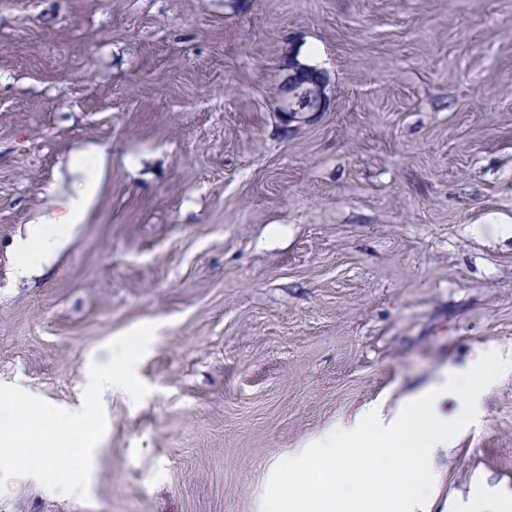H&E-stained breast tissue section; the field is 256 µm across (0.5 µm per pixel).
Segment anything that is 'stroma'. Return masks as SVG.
Here are the masks:
<instances>
[{
	"instance_id": "stroma-1",
	"label": "stroma",
	"mask_w": 512,
	"mask_h": 512,
	"mask_svg": "<svg viewBox=\"0 0 512 512\" xmlns=\"http://www.w3.org/2000/svg\"><path fill=\"white\" fill-rule=\"evenodd\" d=\"M292 48L331 81L304 124ZM143 325L86 496L23 476L0 512H262L317 434L512 349V0H0V385L78 411ZM433 477V512L512 496V372ZM93 193V185L86 182L80 192L59 202L60 210L49 217H41L33 223L29 237L19 249L21 261L18 268L25 272L41 262L59 245L72 224H78L82 212Z\"/></svg>"
}]
</instances>
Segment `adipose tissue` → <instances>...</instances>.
Segmentation results:
<instances>
[{"mask_svg": "<svg viewBox=\"0 0 512 512\" xmlns=\"http://www.w3.org/2000/svg\"><path fill=\"white\" fill-rule=\"evenodd\" d=\"M92 193V183H85L76 196L60 201L58 212L33 223L27 240L19 249L20 270H27L30 266L41 262L62 242L70 225L79 222Z\"/></svg>", "mask_w": 512, "mask_h": 512, "instance_id": "1", "label": "adipose tissue"}]
</instances>
